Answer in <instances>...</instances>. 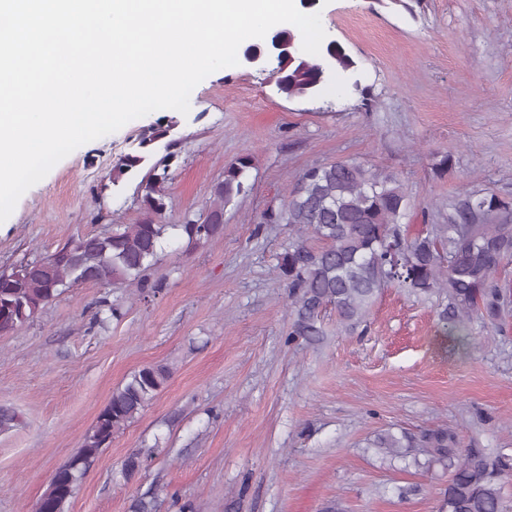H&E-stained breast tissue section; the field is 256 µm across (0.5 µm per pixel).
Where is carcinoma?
<instances>
[{"label": "carcinoma", "mask_w": 512, "mask_h": 512, "mask_svg": "<svg viewBox=\"0 0 512 512\" xmlns=\"http://www.w3.org/2000/svg\"><path fill=\"white\" fill-rule=\"evenodd\" d=\"M324 54L336 69L356 65L337 42ZM277 80L289 97H312L322 86L320 58L276 53ZM178 120L166 117L144 130L138 154L120 158L109 173L118 183L126 174L150 164L141 219L135 224H114L90 237L73 238L34 268L24 265L0 274V334L19 330L42 309L70 288L92 283L103 288L136 284L146 292L142 274L158 258L171 230L196 244L224 232V205L248 191L246 172L251 158L243 155L225 166L224 179L212 189L209 204L196 217L165 224V183L181 141L173 137ZM165 141L164 154L156 156ZM412 206L404 184L393 175L382 176L354 159L315 166L300 177L289 198L263 215L269 224L288 225V246L279 270L288 283V298L297 319L288 342L298 337L323 335L318 314L330 306L339 322L362 321L377 294L397 286L416 294L445 293L458 330H466L475 313L496 319L508 300L497 285L496 274L512 257V202L493 193L462 192L448 198L442 224H428L410 236L403 224ZM171 370L163 364L133 372L86 432L80 452L61 466L63 483L50 484L36 504L38 512H64L91 460L131 423L164 388ZM373 447L392 459L412 458L418 464L451 470L447 512H503V479L512 474V457L488 455L459 447L455 431L425 429L416 435L385 432Z\"/></svg>", "instance_id": "obj_1"}]
</instances>
